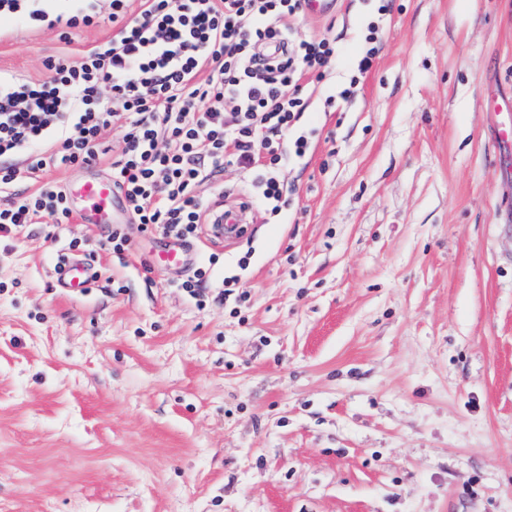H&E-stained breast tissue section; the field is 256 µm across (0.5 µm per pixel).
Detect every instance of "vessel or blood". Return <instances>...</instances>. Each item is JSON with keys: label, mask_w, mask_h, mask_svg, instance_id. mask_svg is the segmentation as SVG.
Masks as SVG:
<instances>
[{"label": "vessel or blood", "mask_w": 512, "mask_h": 512, "mask_svg": "<svg viewBox=\"0 0 512 512\" xmlns=\"http://www.w3.org/2000/svg\"><path fill=\"white\" fill-rule=\"evenodd\" d=\"M66 191L80 223L104 226L121 224L127 219L111 180L93 175L80 184L67 186ZM92 279L91 265L77 258L67 260L58 273L60 287L70 291L90 287Z\"/></svg>", "instance_id": "obj_1"}]
</instances>
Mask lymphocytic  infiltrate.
I'll return each instance as SVG.
<instances>
[{"label":"lymphocytic infiltrate","instance_id":"lymphocytic-infiltrate-1","mask_svg":"<svg viewBox=\"0 0 512 512\" xmlns=\"http://www.w3.org/2000/svg\"><path fill=\"white\" fill-rule=\"evenodd\" d=\"M0 0V20L35 31L111 21L116 33L79 59L47 63L32 80L0 73V233L34 218L69 223L64 186L18 192L23 174L97 164L102 137L121 130L112 183L133 223L178 238L213 219L206 193L231 166L248 174L253 204L287 208L282 165L305 158L307 77L323 78L337 49L300 39L302 0Z\"/></svg>","mask_w":512,"mask_h":512}]
</instances>
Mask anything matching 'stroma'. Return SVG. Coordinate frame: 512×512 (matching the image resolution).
<instances>
[{
	"mask_svg": "<svg viewBox=\"0 0 512 512\" xmlns=\"http://www.w3.org/2000/svg\"><path fill=\"white\" fill-rule=\"evenodd\" d=\"M378 6L295 22L339 55L311 85L312 152L280 170L285 214L190 239L180 272L133 223L119 254L75 221L0 236V512H512V145L492 138L512 110L491 104L512 99V0ZM111 36L6 37L0 71L41 80ZM104 139L96 169L19 191L111 175ZM73 256L95 278L70 293ZM201 269L245 300L188 295Z\"/></svg>",
	"mask_w": 512,
	"mask_h": 512,
	"instance_id": "1",
	"label": "stroma"
}]
</instances>
